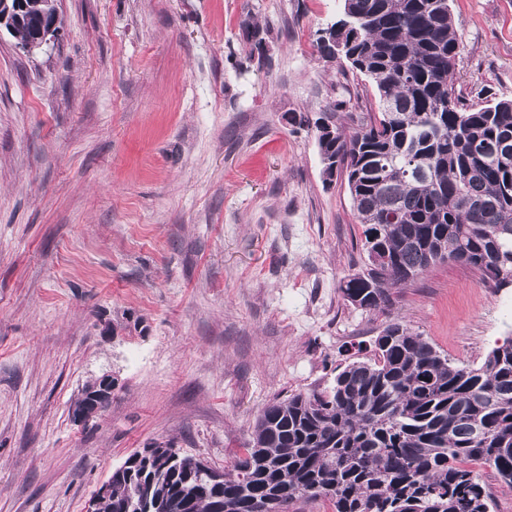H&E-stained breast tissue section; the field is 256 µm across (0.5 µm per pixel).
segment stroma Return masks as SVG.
I'll list each match as a JSON object with an SVG mask.
<instances>
[{
    "instance_id": "1",
    "label": "stroma",
    "mask_w": 512,
    "mask_h": 512,
    "mask_svg": "<svg viewBox=\"0 0 512 512\" xmlns=\"http://www.w3.org/2000/svg\"><path fill=\"white\" fill-rule=\"evenodd\" d=\"M454 89L512 99V0H450ZM61 36L0 31V512H87L135 450L227 468L274 400L328 387L388 316L346 303L366 260L312 128L379 110L317 49L341 0H57ZM258 30L246 40V28ZM392 316L478 366L512 288L455 263ZM112 400L83 425L84 386Z\"/></svg>"
}]
</instances>
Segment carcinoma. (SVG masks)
Instances as JSON below:
<instances>
[{
    "mask_svg": "<svg viewBox=\"0 0 512 512\" xmlns=\"http://www.w3.org/2000/svg\"><path fill=\"white\" fill-rule=\"evenodd\" d=\"M12 33L25 42L45 0H26ZM351 66L381 111L333 137L315 130L346 175L368 262L344 276V301L388 313L393 291L453 262L512 284V100L455 95L457 39L449 0H343ZM334 172V173H336ZM326 174V179L334 177ZM480 461L512 483V340L480 367L454 362L401 320L374 354L332 386L265 406L229 469L168 440L131 453L95 512H288L327 500L334 512H489Z\"/></svg>",
    "mask_w": 512,
    "mask_h": 512,
    "instance_id": "obj_1",
    "label": "carcinoma"
}]
</instances>
